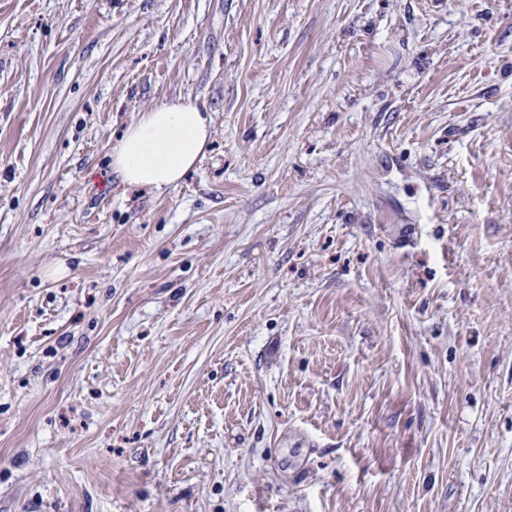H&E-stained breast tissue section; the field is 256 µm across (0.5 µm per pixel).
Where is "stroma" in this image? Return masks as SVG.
<instances>
[{
  "instance_id": "obj_1",
  "label": "stroma",
  "mask_w": 512,
  "mask_h": 512,
  "mask_svg": "<svg viewBox=\"0 0 512 512\" xmlns=\"http://www.w3.org/2000/svg\"><path fill=\"white\" fill-rule=\"evenodd\" d=\"M0 512H512V0H0ZM210 112L190 98H176L142 112L112 151L122 183L157 191L177 187L206 154Z\"/></svg>"
}]
</instances>
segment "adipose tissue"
I'll list each match as a JSON object with an SVG mask.
<instances>
[{"label": "adipose tissue", "instance_id": "obj_1", "mask_svg": "<svg viewBox=\"0 0 512 512\" xmlns=\"http://www.w3.org/2000/svg\"><path fill=\"white\" fill-rule=\"evenodd\" d=\"M211 139L210 113L179 97L141 113L126 128L112 152V168L129 186L174 188L201 162Z\"/></svg>", "mask_w": 512, "mask_h": 512}]
</instances>
